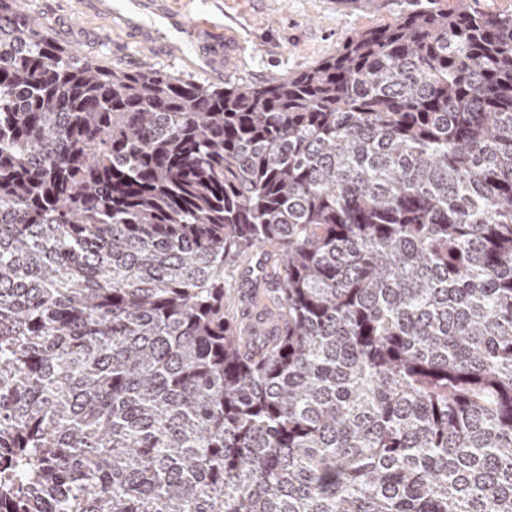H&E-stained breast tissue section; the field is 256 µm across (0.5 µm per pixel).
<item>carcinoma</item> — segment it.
Returning a JSON list of instances; mask_svg holds the SVG:
<instances>
[{
    "label": "carcinoma",
    "instance_id": "obj_1",
    "mask_svg": "<svg viewBox=\"0 0 512 512\" xmlns=\"http://www.w3.org/2000/svg\"><path fill=\"white\" fill-rule=\"evenodd\" d=\"M0 512H512V11L217 87L0 0Z\"/></svg>",
    "mask_w": 512,
    "mask_h": 512
}]
</instances>
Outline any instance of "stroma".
Instances as JSON below:
<instances>
[{"label": "stroma", "instance_id": "1", "mask_svg": "<svg viewBox=\"0 0 512 512\" xmlns=\"http://www.w3.org/2000/svg\"><path fill=\"white\" fill-rule=\"evenodd\" d=\"M53 39L82 60L122 70L154 69L220 85L230 78L261 82L306 69L334 54L358 31L393 23L399 0H158L198 28L194 41L169 31L167 41L134 36L122 14H105L80 0H24ZM235 46L222 71L202 65L213 39Z\"/></svg>", "mask_w": 512, "mask_h": 512}]
</instances>
